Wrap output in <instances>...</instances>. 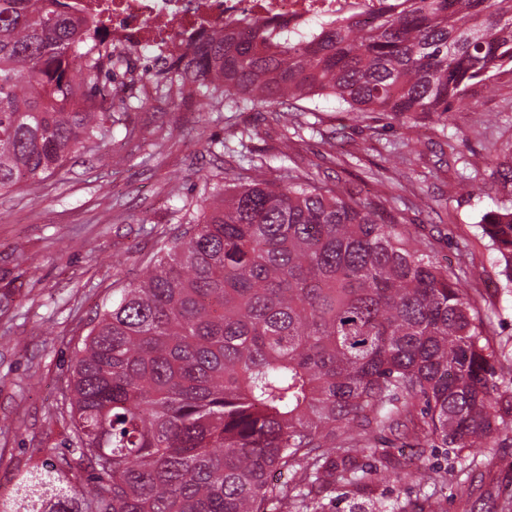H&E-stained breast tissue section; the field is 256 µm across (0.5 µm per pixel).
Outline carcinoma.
Returning <instances> with one entry per match:
<instances>
[{
	"mask_svg": "<svg viewBox=\"0 0 512 512\" xmlns=\"http://www.w3.org/2000/svg\"><path fill=\"white\" fill-rule=\"evenodd\" d=\"M69 0H0V194L112 133L98 111L131 54L72 17ZM248 34L214 31L158 74L230 112L331 95L349 113L449 111L512 74V0H383L352 16ZM209 210L96 315L71 365V445L93 471L24 512H315V487L369 488L371 426L421 401L424 432L491 448L509 389L462 277L436 266L403 220L351 191L288 174L215 186ZM512 288V206L483 216ZM291 470L307 492L269 481Z\"/></svg>",
	"mask_w": 512,
	"mask_h": 512,
	"instance_id": "carcinoma-1",
	"label": "carcinoma"
}]
</instances>
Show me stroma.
<instances>
[{
	"instance_id": "stroma-1",
	"label": "stroma",
	"mask_w": 512,
	"mask_h": 512,
	"mask_svg": "<svg viewBox=\"0 0 512 512\" xmlns=\"http://www.w3.org/2000/svg\"><path fill=\"white\" fill-rule=\"evenodd\" d=\"M147 87L122 109L104 99L112 135L72 153L42 182L0 195V288H16L0 309V497L33 465H79L69 439L70 366L96 312L135 281L168 238L183 231L187 211L206 206L209 187L246 180L263 166L322 183L342 182L358 197L385 203L404 230L440 265L460 272L465 289L503 356L497 382L512 381V288L481 224L512 203V181L491 164L493 144L512 140V74L474 86L471 100L444 114L368 112L351 118L330 98L301 112L276 106L224 112L202 96L181 101L155 92L157 72L142 59ZM291 161L281 168L278 155ZM474 180L471 194L458 190ZM419 418L376 433L358 462L373 471L369 491L337 483L329 512H412L433 496L443 512H505L512 503V432L491 448H445L416 437ZM445 471V482H417L410 465Z\"/></svg>"
}]
</instances>
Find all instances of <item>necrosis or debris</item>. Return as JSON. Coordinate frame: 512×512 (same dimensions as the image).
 Instances as JSON below:
<instances>
[{
  "label": "necrosis or debris",
  "mask_w": 512,
  "mask_h": 512,
  "mask_svg": "<svg viewBox=\"0 0 512 512\" xmlns=\"http://www.w3.org/2000/svg\"><path fill=\"white\" fill-rule=\"evenodd\" d=\"M113 46L153 57L181 55L214 29L242 32L249 20L293 25L355 11L373 16L381 0H79Z\"/></svg>",
  "instance_id": "4bbe7bcc"
}]
</instances>
